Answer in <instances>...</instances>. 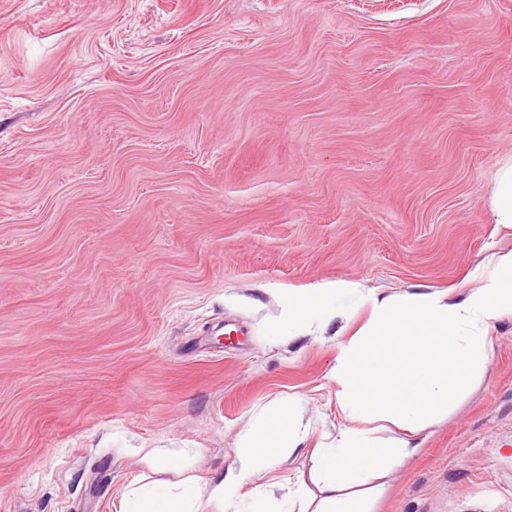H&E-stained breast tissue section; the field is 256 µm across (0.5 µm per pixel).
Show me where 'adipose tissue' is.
<instances>
[{"instance_id":"obj_1","label":"adipose tissue","mask_w":512,"mask_h":512,"mask_svg":"<svg viewBox=\"0 0 512 512\" xmlns=\"http://www.w3.org/2000/svg\"><path fill=\"white\" fill-rule=\"evenodd\" d=\"M357 283L289 294V331L309 317L337 316L340 297ZM368 321L336 345L332 374L338 405L348 418L329 442L312 451V471L322 496L305 512H372L382 481L416 455L411 436L429 418L446 414L467 392L488 358L491 324L512 316V251L496 254L478 288L459 297L440 291L361 295ZM386 421L407 433L386 442L372 437L369 423ZM305 441L292 406L273 404L235 448V465L214 484L207 498L176 496L161 484L131 491L120 512H226L246 494L256 471L281 468Z\"/></svg>"}]
</instances>
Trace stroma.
<instances>
[{"instance_id": "1", "label": "stroma", "mask_w": 512, "mask_h": 512, "mask_svg": "<svg viewBox=\"0 0 512 512\" xmlns=\"http://www.w3.org/2000/svg\"><path fill=\"white\" fill-rule=\"evenodd\" d=\"M512 0H0V512L206 492L266 406L317 441L353 313L288 295H464L512 250ZM373 512H512V317ZM191 465L152 469L151 456ZM491 214L497 224H512V160L497 170L489 197ZM358 288L361 286L355 282L336 281V284L330 288H314L310 291L289 293L291 315H288V335H292L310 316L318 317L323 321H329L337 316L342 311L337 300L355 292Z\"/></svg>"}]
</instances>
